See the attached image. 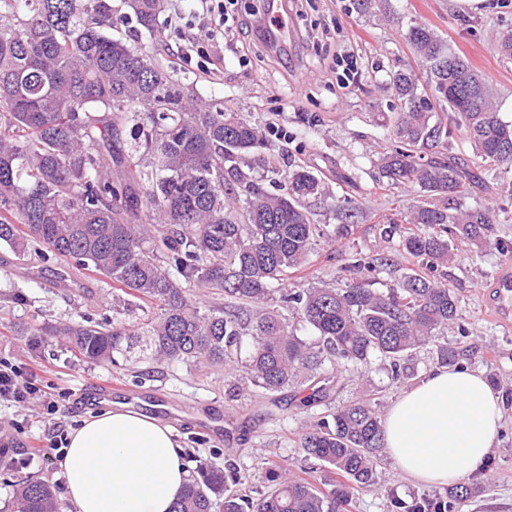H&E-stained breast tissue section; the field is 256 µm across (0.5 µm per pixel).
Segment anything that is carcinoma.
<instances>
[{
  "label": "carcinoma",
  "mask_w": 512,
  "mask_h": 512,
  "mask_svg": "<svg viewBox=\"0 0 512 512\" xmlns=\"http://www.w3.org/2000/svg\"><path fill=\"white\" fill-rule=\"evenodd\" d=\"M125 3L140 30H157L165 0ZM354 5L361 16L389 11V0ZM112 24V0H0V245L25 259L42 244V259L91 270L156 308L135 328L117 318L44 325L31 332L32 347L49 336L87 363L240 367L243 384L267 393L311 390L306 407L326 401L341 370L373 356L405 381L415 378L404 363L418 348L431 347L443 367L457 363L458 349L439 341L450 328L469 335L441 280L455 258L451 241L492 244L512 257L495 208L468 203L475 176L444 152L464 131L496 195L512 204V121L466 59L412 21L402 36L414 63L391 70L385 84L394 104L382 127L392 147L378 158L375 182L387 196L412 190L419 201L380 223L389 236L412 225L400 239L412 267L379 291L372 275L393 260L360 256L338 286L313 277L284 291L327 236L304 206L328 194L324 181L300 165L281 171L266 129L202 100L176 71L113 37ZM126 133L140 152L135 163ZM257 161L278 192L254 177ZM192 287L224 293V306L204 308ZM276 294L313 338L281 317ZM380 407L373 393L338 404L301 435L299 450L330 473L326 486L274 471L271 489L254 499L235 490V469L199 464L171 512H213L218 503L222 512H347L353 490L377 480ZM472 492L459 483L430 503L464 512ZM17 512H61L55 489L18 480Z\"/></svg>",
  "instance_id": "1"
}]
</instances>
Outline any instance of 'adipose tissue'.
Wrapping results in <instances>:
<instances>
[{
  "label": "adipose tissue",
  "mask_w": 512,
  "mask_h": 512,
  "mask_svg": "<svg viewBox=\"0 0 512 512\" xmlns=\"http://www.w3.org/2000/svg\"><path fill=\"white\" fill-rule=\"evenodd\" d=\"M502 420L481 373L443 367L391 404L385 447L413 482L449 485L479 470ZM60 469L76 512H170L189 479L171 426L119 403L71 430Z\"/></svg>",
  "instance_id": "1"
}]
</instances>
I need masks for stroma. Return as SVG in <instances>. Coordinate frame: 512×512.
<instances>
[{
	"label": "stroma",
	"mask_w": 512,
	"mask_h": 512,
	"mask_svg": "<svg viewBox=\"0 0 512 512\" xmlns=\"http://www.w3.org/2000/svg\"><path fill=\"white\" fill-rule=\"evenodd\" d=\"M390 5L394 19L386 22L360 16L353 0H297L288 13L287 42L272 45L260 18H253L251 31L225 33L224 72L212 77L202 73L199 59L185 60L180 51L186 24H203L196 0H181L183 22L162 23L155 35L139 33L131 18L112 29L113 36L138 40L157 63L194 82L204 98L222 101L228 111L264 126L284 157L320 175L330 194L306 206L315 223L340 233L318 243L313 275L329 280L354 254L370 258L388 251L395 264L377 273L381 288L412 265L396 242L382 237L378 219L388 203L373 189L375 161L389 145L380 117L390 102L383 86L396 63L412 58L401 27L413 19L434 27L486 79L502 118L512 120V60L496 51L498 39L512 33V0H488L480 12L461 11L456 0H390ZM345 51L354 53L359 70L357 82L348 88L339 86L333 73L337 54ZM340 197L358 208L351 224H344L336 210ZM456 253L448 265V285L457 294L470 334L448 333V342L459 349V365L481 372L504 416L485 468L468 479L476 494L465 512H512V327L500 325L489 305L505 258L493 247L477 250L463 243ZM62 274L68 280L64 286L58 281ZM125 298L123 290L95 276H79L66 263L36 257L20 261L0 246V359L34 379L58 404L57 413L49 415L39 405L20 411L0 402V438L10 456L26 454L36 444L49 449L47 457L31 461L27 474L64 494L53 437L100 412V405L89 404L88 398L93 388L109 384L188 405V412L168 419L185 459L219 467L234 464L247 494L265 491L273 463L293 477L325 479V472L299 452V439L316 410L301 406L293 390L275 396L257 390L231 400L226 395L230 378L221 369L206 372L175 361L145 374L136 367L77 361L54 338L29 348L27 330L69 320L108 321L116 315L113 305ZM145 309L134 299L116 316L133 325L142 321ZM404 391L392 382L388 365L375 358L362 373L342 381L332 396L338 403L376 392L388 406ZM377 473L375 485L355 491L350 512H388L391 498L408 502L436 493L411 483L389 455H381Z\"/></svg>",
	"instance_id": "35a3bbf8"
}]
</instances>
